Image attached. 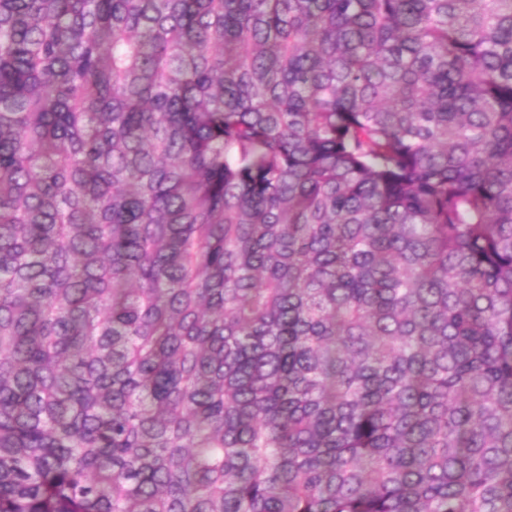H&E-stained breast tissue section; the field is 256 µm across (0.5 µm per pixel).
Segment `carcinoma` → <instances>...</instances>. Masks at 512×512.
Masks as SVG:
<instances>
[{
    "label": "carcinoma",
    "mask_w": 512,
    "mask_h": 512,
    "mask_svg": "<svg viewBox=\"0 0 512 512\" xmlns=\"http://www.w3.org/2000/svg\"><path fill=\"white\" fill-rule=\"evenodd\" d=\"M0 512H512V0H0Z\"/></svg>",
    "instance_id": "1"
}]
</instances>
